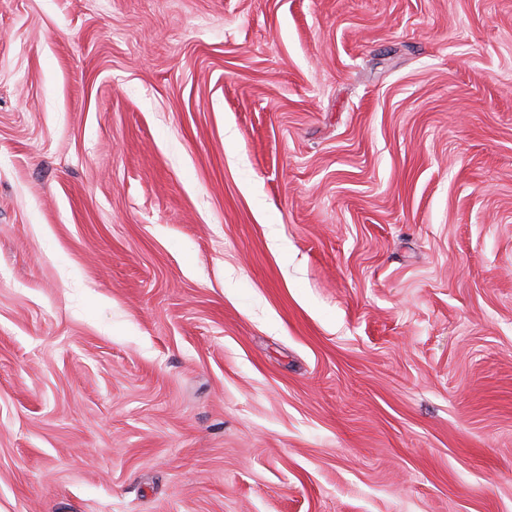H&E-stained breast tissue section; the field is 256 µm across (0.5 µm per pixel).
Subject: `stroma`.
Instances as JSON below:
<instances>
[{"instance_id": "35a3bbf8", "label": "stroma", "mask_w": 512, "mask_h": 512, "mask_svg": "<svg viewBox=\"0 0 512 512\" xmlns=\"http://www.w3.org/2000/svg\"><path fill=\"white\" fill-rule=\"evenodd\" d=\"M0 512H512V0H0Z\"/></svg>"}]
</instances>
